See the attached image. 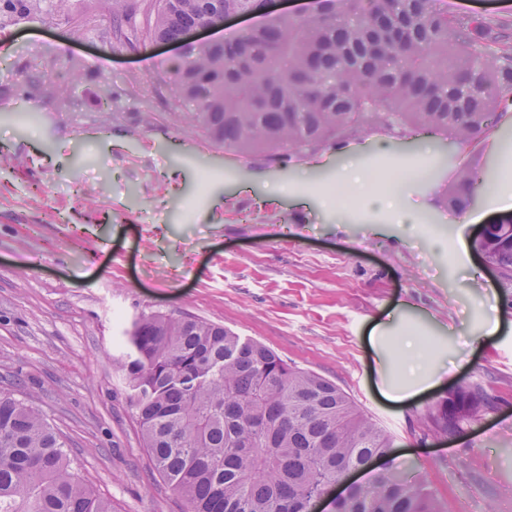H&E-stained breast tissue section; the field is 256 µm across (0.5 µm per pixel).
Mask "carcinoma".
<instances>
[{"instance_id":"obj_1","label":"carcinoma","mask_w":512,"mask_h":512,"mask_svg":"<svg viewBox=\"0 0 512 512\" xmlns=\"http://www.w3.org/2000/svg\"><path fill=\"white\" fill-rule=\"evenodd\" d=\"M0 0V30L60 20L112 48L176 41L229 14H267L270 0ZM172 105L214 145L283 162L371 132L429 130L481 143L512 106V20L445 0H316L222 43L192 47L166 69ZM474 170L460 167L444 205L464 212ZM474 246L512 278V225L487 224ZM116 364L156 471L189 512H309V498L392 438L333 381L267 346L191 314H142ZM481 387L437 401L430 419L456 435L494 410ZM339 512H442L424 480L390 466L349 488ZM0 512H112L73 472L66 442L32 404L0 394Z\"/></svg>"}]
</instances>
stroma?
I'll use <instances>...</instances> for the list:
<instances>
[{"instance_id": "1", "label": "stroma", "mask_w": 512, "mask_h": 512, "mask_svg": "<svg viewBox=\"0 0 512 512\" xmlns=\"http://www.w3.org/2000/svg\"><path fill=\"white\" fill-rule=\"evenodd\" d=\"M173 57L116 56L52 19L0 31V393L48 417L112 512H188L154 469L115 365L134 317L185 312L335 382L444 512H512V301L472 248L499 204L439 203L463 165L512 183V114L478 146L435 136L412 198L425 223H356L347 204H318L336 196L335 151L241 158L185 125L158 80ZM75 62L81 84L58 95ZM22 71L37 78L25 96ZM351 146L394 169L419 141L376 132ZM279 182L296 199H268ZM408 340L440 381L392 402L380 387L407 382ZM458 385L496 408L448 441L429 413Z\"/></svg>"}]
</instances>
